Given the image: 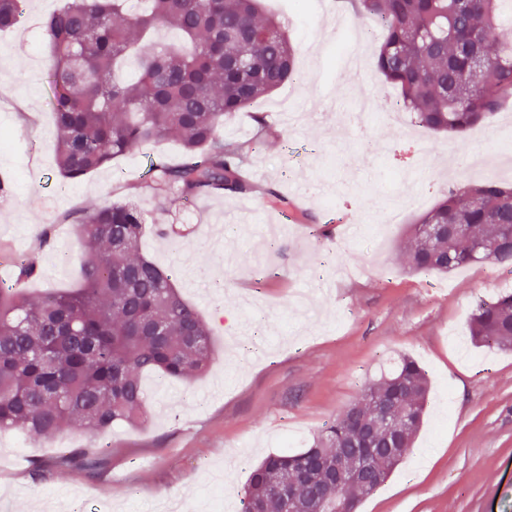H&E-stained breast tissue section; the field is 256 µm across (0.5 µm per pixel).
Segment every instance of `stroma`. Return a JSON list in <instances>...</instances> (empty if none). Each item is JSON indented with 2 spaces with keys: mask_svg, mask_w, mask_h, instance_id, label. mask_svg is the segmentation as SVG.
Instances as JSON below:
<instances>
[{
  "mask_svg": "<svg viewBox=\"0 0 512 512\" xmlns=\"http://www.w3.org/2000/svg\"><path fill=\"white\" fill-rule=\"evenodd\" d=\"M266 0L298 49L302 81L259 99L225 124L242 146L248 197L204 195L171 203L143 187L149 158L178 160L177 143L137 148L77 183L59 177L45 76L51 56L37 21L62 0H31L28 23L0 34V280L14 259L36 265L30 292L72 288L84 245L61 218L75 210L132 202L146 213L140 248L172 270L212 333L214 363L190 380L149 376L147 425L107 435L98 470L58 468L61 448H96L98 437L66 428L52 440L0 434V512H152L161 500L207 512L220 477L225 512L251 465L276 453L283 431L308 444L343 414L394 358H415L431 386L414 443L356 512H512V352L476 347L474 298L498 294L512 273L483 263L441 276L410 270L401 253L409 225L449 184L512 181V153L498 140L512 102L464 137L434 133L404 115L401 128H359L358 103L385 109L373 68L351 79L349 56L374 45L337 28L349 0ZM303 211L274 246L262 228L278 223L282 200ZM401 207L398 223L386 216ZM341 219L338 237L311 228ZM22 439L24 453L13 451Z\"/></svg>",
  "mask_w": 512,
  "mask_h": 512,
  "instance_id": "1",
  "label": "stroma"
}]
</instances>
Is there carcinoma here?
<instances>
[{
    "label": "carcinoma",
    "instance_id": "cac0c4a2",
    "mask_svg": "<svg viewBox=\"0 0 512 512\" xmlns=\"http://www.w3.org/2000/svg\"><path fill=\"white\" fill-rule=\"evenodd\" d=\"M29 0H0V31L16 28ZM260 0H64L42 22L54 57L47 73V107L54 116L61 177L79 181L141 145L170 139L178 161L159 157L145 173L147 186L172 202L203 194L248 191L239 170V147L220 129L235 114L298 75L297 50L286 25L263 14ZM351 0L352 20L379 26L372 63L397 92L401 110L437 133L462 137L512 99V0ZM166 28L170 44L150 39ZM86 244L83 284L71 293L26 295L18 284L35 274L16 263V283L0 288V432L21 430L45 440L73 426L94 435L146 415L143 376L174 379L203 374L213 359L211 331L171 276L138 253L144 220L132 204L110 203L68 214ZM419 224H463L453 242L428 246L412 228L409 266L445 275L476 263L512 272V248L490 254L472 243L496 239L512 226V182L485 180L448 190ZM470 337L482 347L512 350V291L474 300ZM399 386L402 413L390 431H378L381 449L365 485L340 490L350 506L380 489L407 452L423 422L427 372L402 356L379 382L301 451L282 450L252 467L244 512H323L315 503L320 473L302 482L299 462L315 449L357 440L358 423L375 416L377 400ZM99 451L66 449L61 466L93 471ZM303 483V506L280 488Z\"/></svg>",
    "mask_w": 512,
    "mask_h": 512
}]
</instances>
